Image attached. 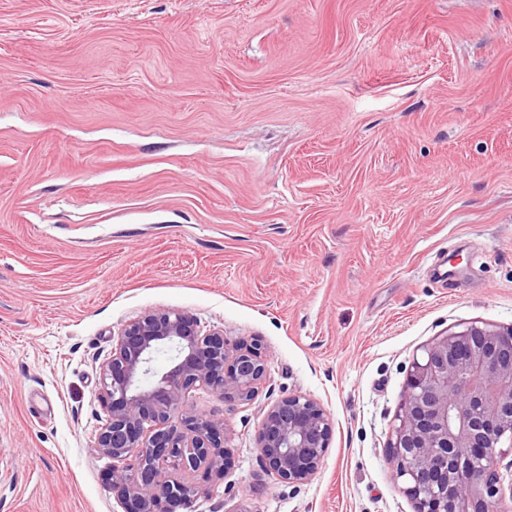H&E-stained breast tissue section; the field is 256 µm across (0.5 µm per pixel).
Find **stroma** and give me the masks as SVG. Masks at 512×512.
Returning a JSON list of instances; mask_svg holds the SVG:
<instances>
[{"label": "stroma", "mask_w": 512, "mask_h": 512, "mask_svg": "<svg viewBox=\"0 0 512 512\" xmlns=\"http://www.w3.org/2000/svg\"><path fill=\"white\" fill-rule=\"evenodd\" d=\"M153 309L268 364L188 396L233 454L197 512H415L413 358L512 325V0H0V512H125L99 366ZM293 394L303 483L256 441ZM331 436L332 422L324 407L294 394L262 410L257 441L267 469L295 483L319 470Z\"/></svg>", "instance_id": "obj_1"}]
</instances>
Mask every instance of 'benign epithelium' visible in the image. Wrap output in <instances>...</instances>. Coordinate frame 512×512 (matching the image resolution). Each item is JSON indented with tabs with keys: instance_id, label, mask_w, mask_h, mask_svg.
Wrapping results in <instances>:
<instances>
[{
	"instance_id": "benign-epithelium-1",
	"label": "benign epithelium",
	"mask_w": 512,
	"mask_h": 512,
	"mask_svg": "<svg viewBox=\"0 0 512 512\" xmlns=\"http://www.w3.org/2000/svg\"><path fill=\"white\" fill-rule=\"evenodd\" d=\"M173 352L154 369V355ZM268 373L257 342L230 344L194 317L148 311L122 325L100 366L106 419L95 448L111 459L112 489L126 512H191L210 490L174 479L201 471L222 478L230 463L224 423L189 411L185 398L206 386L247 404ZM332 436L324 407L290 395L262 410L258 445L267 469L289 483L313 476ZM512 447V326L469 322L448 329L413 359L389 442L394 478L416 512H500L504 486L496 448Z\"/></svg>"
}]
</instances>
